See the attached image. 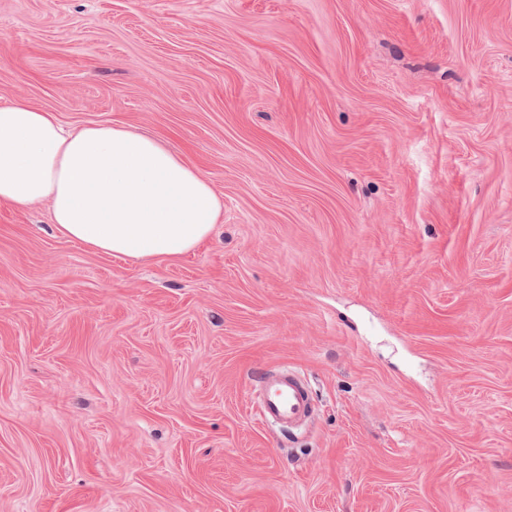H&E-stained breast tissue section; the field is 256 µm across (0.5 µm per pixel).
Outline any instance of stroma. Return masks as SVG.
Here are the masks:
<instances>
[{
	"label": "stroma",
	"mask_w": 512,
	"mask_h": 512,
	"mask_svg": "<svg viewBox=\"0 0 512 512\" xmlns=\"http://www.w3.org/2000/svg\"><path fill=\"white\" fill-rule=\"evenodd\" d=\"M18 101L223 214L139 260L0 203V512H512V0H0ZM261 382L258 415L263 423L293 431L312 416L311 391L301 375L288 370V374L263 375Z\"/></svg>",
	"instance_id": "35a3bbf8"
}]
</instances>
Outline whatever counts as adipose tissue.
<instances>
[{
  "label": "adipose tissue",
  "mask_w": 512,
  "mask_h": 512,
  "mask_svg": "<svg viewBox=\"0 0 512 512\" xmlns=\"http://www.w3.org/2000/svg\"><path fill=\"white\" fill-rule=\"evenodd\" d=\"M44 200L66 237L132 259L186 254L222 214L209 181L154 137L99 124L68 131L53 112L0 106V201Z\"/></svg>",
  "instance_id": "1"
}]
</instances>
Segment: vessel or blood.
I'll list each match as a JSON object with an SVG mask.
<instances>
[{"instance_id":"obj_1","label":"vessel or blood","mask_w":512,"mask_h":512,"mask_svg":"<svg viewBox=\"0 0 512 512\" xmlns=\"http://www.w3.org/2000/svg\"><path fill=\"white\" fill-rule=\"evenodd\" d=\"M262 396L258 404L260 420L295 430L313 414L311 391L305 378L295 372L262 376Z\"/></svg>"}]
</instances>
